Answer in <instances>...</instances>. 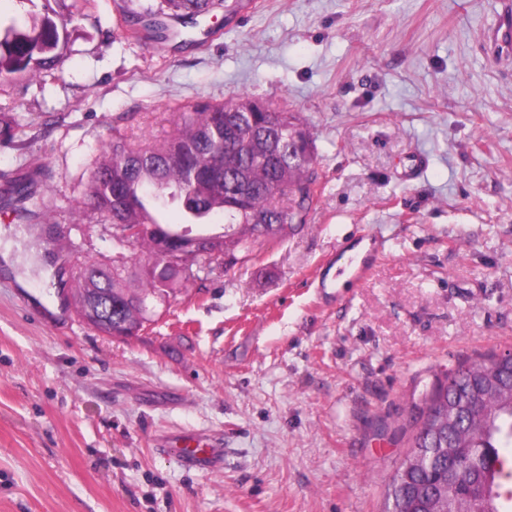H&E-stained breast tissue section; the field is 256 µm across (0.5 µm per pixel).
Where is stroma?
<instances>
[{
  "label": "stroma",
  "mask_w": 512,
  "mask_h": 512,
  "mask_svg": "<svg viewBox=\"0 0 512 512\" xmlns=\"http://www.w3.org/2000/svg\"><path fill=\"white\" fill-rule=\"evenodd\" d=\"M159 0H0L64 23L54 79L0 76V512H382L442 374L512 350V60L499 0H223L164 44ZM247 96L318 153L306 223L214 268L133 338L57 288L111 264L83 203L102 144H163L175 115ZM422 169H415L417 158ZM44 204L25 219L9 188ZM383 256L335 288L359 234ZM217 438L224 463L165 445Z\"/></svg>",
  "instance_id": "35a3bbf8"
}]
</instances>
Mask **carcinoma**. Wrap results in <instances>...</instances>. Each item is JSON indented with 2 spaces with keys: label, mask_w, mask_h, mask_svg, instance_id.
I'll list each match as a JSON object with an SVG mask.
<instances>
[{
  "label": "carcinoma",
  "mask_w": 512,
  "mask_h": 512,
  "mask_svg": "<svg viewBox=\"0 0 512 512\" xmlns=\"http://www.w3.org/2000/svg\"><path fill=\"white\" fill-rule=\"evenodd\" d=\"M166 12H150L148 38H162L163 19H194L214 0H163ZM61 26L48 15L33 22L12 19L0 33V74L31 71L55 76ZM177 131L159 147L132 148L120 142L103 148L92 172L87 204L112 228L129 231V254L106 267L83 262L72 276L75 296L95 298L94 329H126L142 321L143 307L173 297L203 280L204 262L188 269L157 259L159 239H183L193 227L223 220L210 233L212 249L249 257L257 244L284 237L304 225L317 177L316 146L294 112L247 97L222 104L198 103L177 113ZM23 213L38 217L41 203L28 182L11 185ZM193 203L185 223L164 224L162 196ZM496 373L484 363L457 370L453 385L440 382L425 395L406 461L387 486L384 512H503L496 500L511 477L499 448L512 445V353L494 357Z\"/></svg>",
  "instance_id": "carcinoma-1"
}]
</instances>
